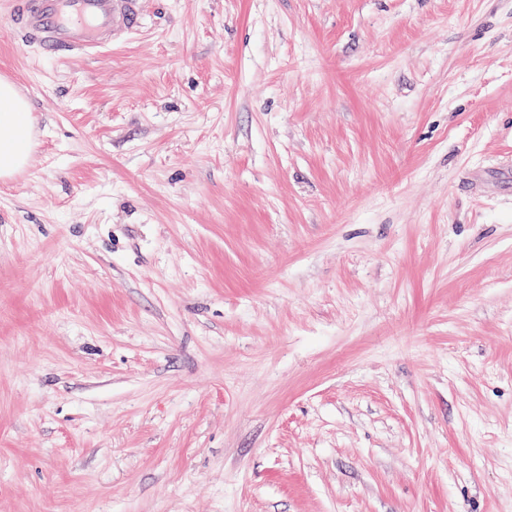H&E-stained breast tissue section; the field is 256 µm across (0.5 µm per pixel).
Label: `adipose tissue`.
<instances>
[{"instance_id": "ef3b65f1", "label": "adipose tissue", "mask_w": 512, "mask_h": 512, "mask_svg": "<svg viewBox=\"0 0 512 512\" xmlns=\"http://www.w3.org/2000/svg\"><path fill=\"white\" fill-rule=\"evenodd\" d=\"M33 117L22 91L0 81V177L11 178L27 164L32 146Z\"/></svg>"}]
</instances>
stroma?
<instances>
[{
  "mask_svg": "<svg viewBox=\"0 0 512 512\" xmlns=\"http://www.w3.org/2000/svg\"><path fill=\"white\" fill-rule=\"evenodd\" d=\"M142 10L0 0V512H512V0ZM15 28L43 58L97 57L137 30L141 0H9ZM33 117L22 91L0 81V177L8 179L27 164L32 146Z\"/></svg>",
  "mask_w": 512,
  "mask_h": 512,
  "instance_id": "stroma-1",
  "label": "stroma"
}]
</instances>
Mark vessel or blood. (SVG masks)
I'll return each instance as SVG.
<instances>
[{
    "label": "vessel or blood",
    "instance_id": "vessel-or-blood-1",
    "mask_svg": "<svg viewBox=\"0 0 512 512\" xmlns=\"http://www.w3.org/2000/svg\"><path fill=\"white\" fill-rule=\"evenodd\" d=\"M12 22L42 57H95L143 22L141 0H8Z\"/></svg>",
    "mask_w": 512,
    "mask_h": 512
}]
</instances>
